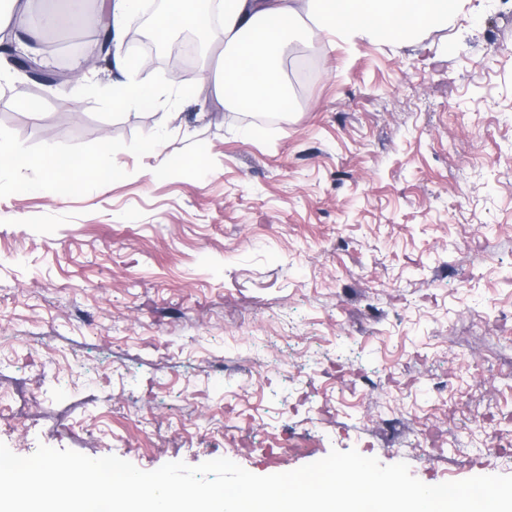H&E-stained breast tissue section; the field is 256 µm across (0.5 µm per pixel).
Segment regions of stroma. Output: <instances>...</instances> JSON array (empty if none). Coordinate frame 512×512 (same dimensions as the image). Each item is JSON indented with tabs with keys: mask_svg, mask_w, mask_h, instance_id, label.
I'll return each mask as SVG.
<instances>
[{
	"mask_svg": "<svg viewBox=\"0 0 512 512\" xmlns=\"http://www.w3.org/2000/svg\"><path fill=\"white\" fill-rule=\"evenodd\" d=\"M265 122L199 66L98 67L59 100L0 55V442L270 475L357 450L427 484L512 475V10L417 39L304 21ZM50 71L78 53L17 30ZM157 108L111 105L112 86ZM39 103L41 117L27 111ZM169 141L166 162L144 142ZM113 102L143 109L155 107L156 98L154 92L147 90L144 85L136 83H123L113 86ZM107 143H103L102 152L96 160H81L76 157L53 153L49 148L47 154L51 158V165L48 168L51 179L45 184L44 189L50 191L53 199L62 197L67 189V180L61 174L68 171L85 170L96 177V183L100 189L107 187L108 183L118 174L115 166L108 167L103 162L107 154Z\"/></svg>",
	"mask_w": 512,
	"mask_h": 512,
	"instance_id": "1",
	"label": "stroma"
}]
</instances>
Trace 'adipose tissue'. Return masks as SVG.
<instances>
[{
  "mask_svg": "<svg viewBox=\"0 0 512 512\" xmlns=\"http://www.w3.org/2000/svg\"><path fill=\"white\" fill-rule=\"evenodd\" d=\"M215 8L211 15L192 9L190 0H174L155 18V35L162 39L184 28L206 32L212 21H219L224 53L217 93L251 109H274L285 100L275 58L301 30L302 20L337 34L408 38L427 28L447 26L459 0H217ZM75 170L91 172L102 189L117 174L100 159L52 154L51 178L45 185L52 198L65 194L64 174Z\"/></svg>",
  "mask_w": 512,
  "mask_h": 512,
  "instance_id": "obj_1",
  "label": "adipose tissue"
}]
</instances>
